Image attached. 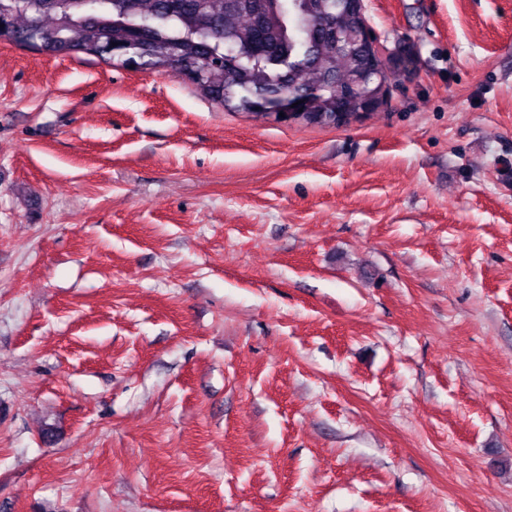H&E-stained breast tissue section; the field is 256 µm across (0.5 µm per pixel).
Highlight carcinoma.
I'll return each mask as SVG.
<instances>
[{"mask_svg":"<svg viewBox=\"0 0 512 512\" xmlns=\"http://www.w3.org/2000/svg\"><path fill=\"white\" fill-rule=\"evenodd\" d=\"M0 0V29L42 54L179 71L230 111L275 121L307 98L306 125L384 102L348 0ZM52 19V24L45 23Z\"/></svg>","mask_w":512,"mask_h":512,"instance_id":"1","label":"carcinoma"}]
</instances>
